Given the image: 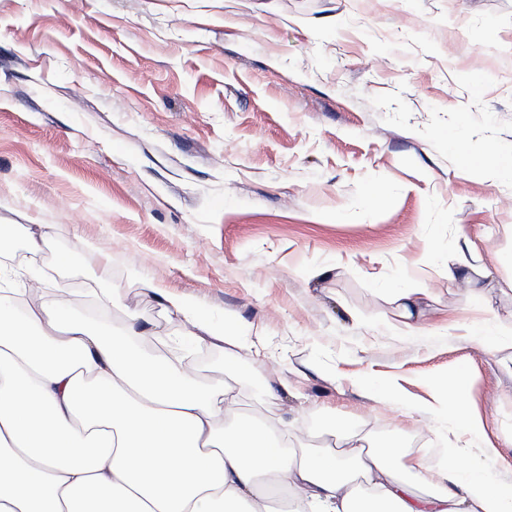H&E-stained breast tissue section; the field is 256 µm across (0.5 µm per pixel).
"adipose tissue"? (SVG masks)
Here are the masks:
<instances>
[{"instance_id": "adipose-tissue-1", "label": "adipose tissue", "mask_w": 512, "mask_h": 512, "mask_svg": "<svg viewBox=\"0 0 512 512\" xmlns=\"http://www.w3.org/2000/svg\"><path fill=\"white\" fill-rule=\"evenodd\" d=\"M196 345H227L182 298L155 290ZM55 299L20 308L0 289V512H512V491L466 448L439 466L403 442L371 448L336 423V448L284 443L241 416L236 397L202 386L179 355L142 351L151 327L114 331Z\"/></svg>"}]
</instances>
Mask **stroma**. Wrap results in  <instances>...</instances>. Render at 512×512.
<instances>
[{
    "instance_id": "1",
    "label": "stroma",
    "mask_w": 512,
    "mask_h": 512,
    "mask_svg": "<svg viewBox=\"0 0 512 512\" xmlns=\"http://www.w3.org/2000/svg\"><path fill=\"white\" fill-rule=\"evenodd\" d=\"M510 150L512 0H0V277L110 291L150 352L185 329L140 279L233 324L197 379L312 448L488 442L512 487V348L468 334L512 338V180L478 167ZM463 375L478 439L422 411Z\"/></svg>"
}]
</instances>
